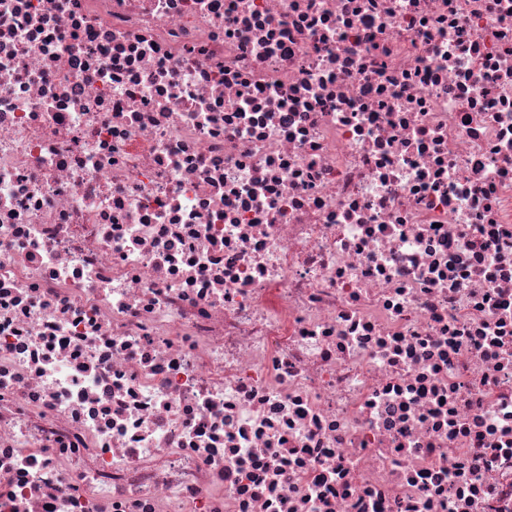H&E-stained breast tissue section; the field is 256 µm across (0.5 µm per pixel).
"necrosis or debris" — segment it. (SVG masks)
<instances>
[{"mask_svg": "<svg viewBox=\"0 0 512 512\" xmlns=\"http://www.w3.org/2000/svg\"><path fill=\"white\" fill-rule=\"evenodd\" d=\"M0 512H512V0H0Z\"/></svg>", "mask_w": 512, "mask_h": 512, "instance_id": "necrosis-or-debris-1", "label": "necrosis or debris"}]
</instances>
